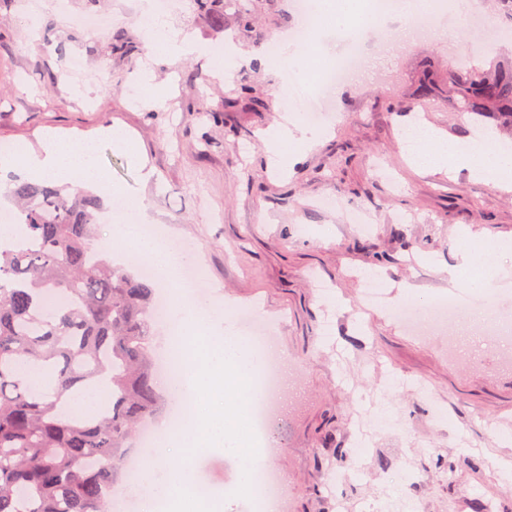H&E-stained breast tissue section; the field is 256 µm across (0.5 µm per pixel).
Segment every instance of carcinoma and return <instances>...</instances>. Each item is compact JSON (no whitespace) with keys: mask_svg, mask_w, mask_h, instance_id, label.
Instances as JSON below:
<instances>
[{"mask_svg":"<svg viewBox=\"0 0 512 512\" xmlns=\"http://www.w3.org/2000/svg\"><path fill=\"white\" fill-rule=\"evenodd\" d=\"M494 17L512 40V0ZM474 123L512 130V62L453 58L417 87ZM15 196L29 246L0 247V512H108L125 445L157 411L153 278L112 264L96 236L101 197L22 183ZM29 360L46 373L33 388ZM106 379L101 411L62 410L64 397Z\"/></svg>","mask_w":512,"mask_h":512,"instance_id":"1","label":"carcinoma"}]
</instances>
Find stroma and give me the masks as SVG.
<instances>
[{
    "mask_svg": "<svg viewBox=\"0 0 512 512\" xmlns=\"http://www.w3.org/2000/svg\"><path fill=\"white\" fill-rule=\"evenodd\" d=\"M292 2L213 0L204 13L180 0L167 21L203 50L161 59L137 25L143 0H0V144L125 129L145 163L103 138L96 158L105 176L146 198L150 223L192 243L227 313L258 301L277 320L290 374L271 447L255 461L283 486L280 512H512V475L491 464L512 459V367L502 353L478 324H462L452 349L442 333L411 336L361 303L371 268L388 297L402 286L418 303L443 295L449 269L478 243L498 247L488 259L493 284H512V183L414 168L403 144L417 125L451 141L475 138L477 127L447 102L416 97L423 73L447 68L469 40L366 30L367 70L335 87L314 146L272 172L259 134L282 120L285 79L271 49L298 25ZM90 11L107 17L103 29L76 24ZM229 39L238 57L225 81L212 75V56ZM75 57L79 76L69 70ZM145 68L165 94L156 108L134 91ZM325 197L343 209L323 206ZM349 206L366 210L370 231L350 223ZM322 283L333 303L322 302ZM380 403L391 420L378 426ZM359 451L366 464L356 468ZM181 477L234 482L231 463L210 448Z\"/></svg>",
    "mask_w": 512,
    "mask_h": 512,
    "instance_id": "1",
    "label": "stroma"
}]
</instances>
